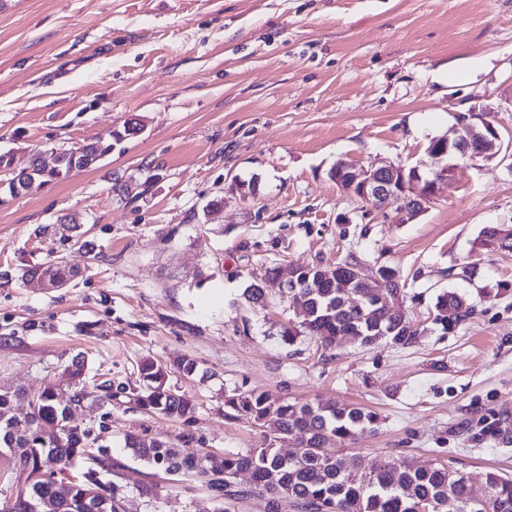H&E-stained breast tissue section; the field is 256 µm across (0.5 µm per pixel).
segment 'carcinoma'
Here are the masks:
<instances>
[{
  "label": "carcinoma",
  "mask_w": 512,
  "mask_h": 512,
  "mask_svg": "<svg viewBox=\"0 0 512 512\" xmlns=\"http://www.w3.org/2000/svg\"><path fill=\"white\" fill-rule=\"evenodd\" d=\"M112 148L111 143L91 140L77 154L71 149L58 152L51 167L34 160L9 178L8 191L15 196L36 181L56 184L74 172L73 158L101 161L112 154ZM26 276L48 279L65 288L76 270L54 260L28 270ZM297 283L311 318L282 332L290 342L299 336H312L323 349L330 350L336 347V339L351 336L363 346L385 340L404 348L418 334L410 317L387 310L375 288H355L353 301L348 302L334 282H319L301 271ZM469 313L467 299L448 291L437 297L434 323L446 331L465 321ZM139 375L140 386L132 392V400L140 409L172 419L192 417L195 406L186 396L173 394L167 367L145 359ZM62 378L74 385L75 397H84L80 388L85 378L84 361L74 358ZM11 409L12 394L0 388V449L7 447L9 435L21 449L18 454L9 453L13 473L26 469L34 472L38 463L49 459L55 463L57 475L70 485V497H58L56 480L49 476L34 481L25 496H17L9 512H117L116 504L125 499L124 485L111 479L102 481L100 472L115 475L123 465L112 459L108 468H103L102 435L91 427L68 425L66 408L56 399L55 385L47 384L35 393L24 416L12 414ZM224 417L253 421L265 430V443L222 456L209 452L183 456L172 441L130 432L125 436V448L152 468L174 469L200 479L214 504L202 512H232L237 501L251 494L266 498L267 512H285L290 506L299 512H422L424 507L429 512H512V478L495 471L485 474L489 498L480 505L471 502L468 484L452 475L454 467L447 463L423 467L409 458H380L364 467L355 455L339 457L330 452L329 445L348 446L360 431L380 423L377 413L363 407L331 401L302 403L274 398L258 389L235 388L224 393ZM43 426L58 429L53 440L45 443L29 438L28 431ZM292 434L297 439L288 453L275 448L277 436ZM241 472L251 474V488L237 486L236 477Z\"/></svg>",
  "instance_id": "carcinoma-1"
}]
</instances>
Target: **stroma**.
<instances>
[{
    "label": "stroma",
    "instance_id": "stroma-1",
    "mask_svg": "<svg viewBox=\"0 0 512 512\" xmlns=\"http://www.w3.org/2000/svg\"><path fill=\"white\" fill-rule=\"evenodd\" d=\"M472 110L512 142V0H0V153L14 169L143 127L95 167L0 203V387L26 411L84 357L74 423L105 425L125 464L121 512H200L203 483L134 459L124 436L189 433L186 455L259 447L261 429L224 417L237 387L377 412L335 449L367 464L512 475V249L477 246L486 228L512 229V150L461 162L410 224L330 177L341 159L436 167L430 141ZM349 252L366 275L400 270L422 328L409 347L288 342L282 325L305 319L293 298L272 284L267 309L241 297L267 269ZM56 258L78 272L67 288L25 278ZM448 290L470 314L444 333L431 319ZM183 357L193 375L173 370ZM146 358L194 401L190 423L121 395Z\"/></svg>",
    "mask_w": 512,
    "mask_h": 512
}]
</instances>
